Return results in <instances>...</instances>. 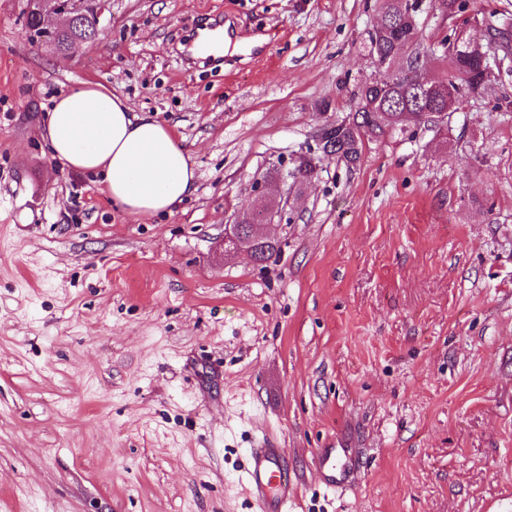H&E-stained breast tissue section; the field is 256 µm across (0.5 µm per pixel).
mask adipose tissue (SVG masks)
Returning <instances> with one entry per match:
<instances>
[{"label": "adipose tissue", "mask_w": 512, "mask_h": 512, "mask_svg": "<svg viewBox=\"0 0 512 512\" xmlns=\"http://www.w3.org/2000/svg\"><path fill=\"white\" fill-rule=\"evenodd\" d=\"M43 136L54 160L101 174L113 204L126 214H173L195 189V170L174 132L135 116L101 85L61 94L45 116Z\"/></svg>", "instance_id": "obj_1"}]
</instances>
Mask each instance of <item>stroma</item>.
<instances>
[{
	"instance_id": "stroma-1",
	"label": "stroma",
	"mask_w": 512,
	"mask_h": 512,
	"mask_svg": "<svg viewBox=\"0 0 512 512\" xmlns=\"http://www.w3.org/2000/svg\"><path fill=\"white\" fill-rule=\"evenodd\" d=\"M424 0L421 45L512 0ZM0 0V512H254L247 448H281L290 512H512V74L448 125L323 160L265 263L225 255L251 185L290 171L376 76L377 0H111L73 53ZM261 58L189 67L214 19ZM169 125L196 170L131 217L54 162L39 119L83 83ZM329 102L326 112L317 111ZM321 448L352 483L327 489Z\"/></svg>"
}]
</instances>
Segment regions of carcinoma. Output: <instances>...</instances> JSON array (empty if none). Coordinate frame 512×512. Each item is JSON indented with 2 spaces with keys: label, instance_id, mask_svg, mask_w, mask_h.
I'll return each instance as SVG.
<instances>
[{
  "label": "carcinoma",
  "instance_id": "1",
  "mask_svg": "<svg viewBox=\"0 0 512 512\" xmlns=\"http://www.w3.org/2000/svg\"><path fill=\"white\" fill-rule=\"evenodd\" d=\"M435 8L453 17L466 9V0H435ZM418 10L419 0H383L385 28L369 32L367 48L372 64L384 61L392 71L380 85L373 79L362 82L355 94L354 110L343 120L320 129L316 147L299 157L295 167L298 179L306 181L314 176L317 163L326 157L336 156L351 167L357 166L364 141L406 131V124L398 119L400 112H415L418 119L437 125L438 113L451 115L463 103L482 101L489 95L493 73L481 69V62L469 52L460 33L428 49L448 69V100H439L418 85L398 79L400 73L419 68L423 51L417 46L418 28L413 26ZM483 23L488 41L495 44L499 70L512 57V23L486 16ZM93 37L94 15L90 13L78 25L57 33L53 45L58 51H66L75 41Z\"/></svg>",
  "mask_w": 512,
  "mask_h": 512
}]
</instances>
